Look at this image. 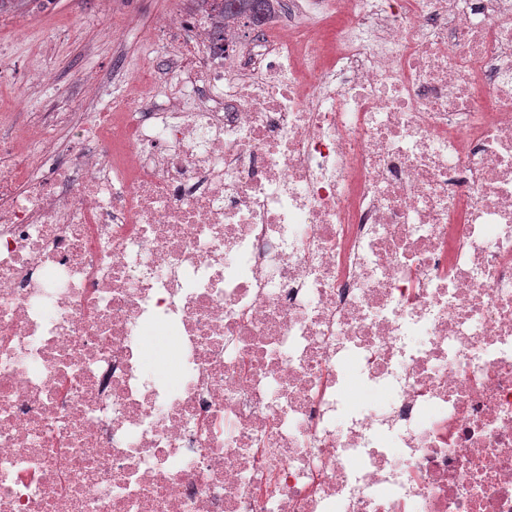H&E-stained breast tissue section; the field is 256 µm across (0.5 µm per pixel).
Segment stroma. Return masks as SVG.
<instances>
[{"label":"stroma","instance_id":"35a3bbf8","mask_svg":"<svg viewBox=\"0 0 512 512\" xmlns=\"http://www.w3.org/2000/svg\"><path fill=\"white\" fill-rule=\"evenodd\" d=\"M171 0H26L0 13V112L18 121L53 112H103L124 93L145 37ZM48 82L28 81L32 67ZM98 78L102 98L87 101L85 79Z\"/></svg>","mask_w":512,"mask_h":512}]
</instances>
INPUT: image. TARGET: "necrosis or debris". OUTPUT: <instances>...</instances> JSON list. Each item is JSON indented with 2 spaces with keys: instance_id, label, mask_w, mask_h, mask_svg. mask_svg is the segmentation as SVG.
I'll return each instance as SVG.
<instances>
[{
  "instance_id": "obj_1",
  "label": "necrosis or debris",
  "mask_w": 512,
  "mask_h": 512,
  "mask_svg": "<svg viewBox=\"0 0 512 512\" xmlns=\"http://www.w3.org/2000/svg\"><path fill=\"white\" fill-rule=\"evenodd\" d=\"M209 18L0 142V512H512V0Z\"/></svg>"
}]
</instances>
